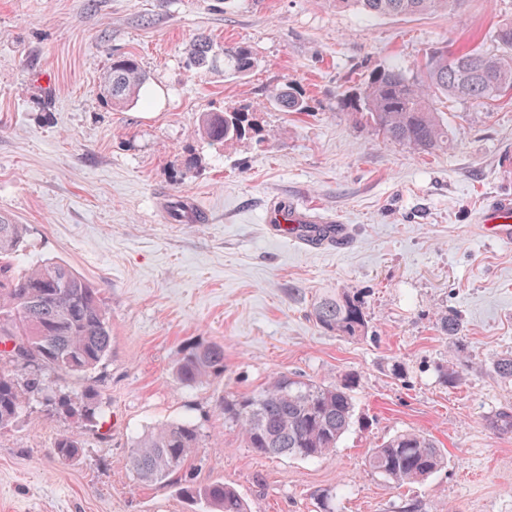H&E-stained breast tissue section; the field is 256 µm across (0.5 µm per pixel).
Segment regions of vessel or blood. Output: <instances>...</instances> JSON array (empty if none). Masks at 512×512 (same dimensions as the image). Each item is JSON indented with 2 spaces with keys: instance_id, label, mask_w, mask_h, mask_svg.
Wrapping results in <instances>:
<instances>
[{
  "instance_id": "b4317fda",
  "label": "vessel or blood",
  "mask_w": 512,
  "mask_h": 512,
  "mask_svg": "<svg viewBox=\"0 0 512 512\" xmlns=\"http://www.w3.org/2000/svg\"><path fill=\"white\" fill-rule=\"evenodd\" d=\"M268 221L276 232L311 250L343 248L349 241L347 225L321 218L310 209L293 208L273 212ZM485 234L497 243L512 244V193L496 196L480 216Z\"/></svg>"
}]
</instances>
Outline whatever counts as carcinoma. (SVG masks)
<instances>
[{"mask_svg": "<svg viewBox=\"0 0 512 512\" xmlns=\"http://www.w3.org/2000/svg\"><path fill=\"white\" fill-rule=\"evenodd\" d=\"M338 11L356 10L375 16L419 15L452 10L464 0H325ZM499 51L490 54L471 47L452 54L436 49L426 54L420 74L408 77L395 67L374 68L357 92L341 99L353 121L414 151L429 153L451 144L448 123L435 110L431 95L439 93L485 105L512 91V21L495 29ZM199 69L220 67L246 76L256 59L244 44L215 48L208 38L195 41L189 57ZM146 82L138 61L112 59L104 81L106 98L118 106L137 99ZM282 111L302 113L306 98L286 85L271 92ZM198 130L212 144L242 141L263 145L269 134L256 122L249 107L205 112ZM27 233L0 215V359L22 360L39 368L71 375L96 371L112 353V326L100 292L71 266L50 259H32L17 268L16 259ZM327 333L358 340L369 320L364 303L348 291L316 301L310 311ZM450 339L460 334V318L448 314L439 320ZM183 386H196L224 375V345L209 343L187 349L175 367ZM355 381L336 385L304 381L288 375L273 378L264 387L224 398V423L238 429L247 447L262 455L322 459L333 453L356 419L352 394ZM43 391L39 374L20 382L0 372V430L17 424L27 409V395ZM58 406L80 412L94 423L103 412L97 390L87 387L80 406L62 398ZM202 443L198 425L188 421L161 423L138 437L129 452L130 468L143 484H162L182 470ZM81 445L71 434H61L53 445L60 460L77 457ZM447 458L439 444L416 430H402L369 451L368 469L396 487L424 481L445 468ZM180 494L205 512H248L241 494L222 481L203 486L185 485Z\"/></svg>", "mask_w": 512, "mask_h": 512, "instance_id": "cac0c4a2", "label": "carcinoma"}]
</instances>
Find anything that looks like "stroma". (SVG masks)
<instances>
[{
	"label": "stroma",
	"mask_w": 512,
	"mask_h": 512,
	"mask_svg": "<svg viewBox=\"0 0 512 512\" xmlns=\"http://www.w3.org/2000/svg\"><path fill=\"white\" fill-rule=\"evenodd\" d=\"M512 21V0L460 10L368 17L324 0H0V214L26 225L23 254L62 261L99 289L112 354L88 377L43 371L17 427L0 431V512H197L175 487L139 483L136 436L190 419L203 442L182 481L235 487L250 512H512V246L488 239L479 215L505 188L497 158L512 145V100L439 99L449 148L419 153L377 137L340 107L367 71L415 75L426 52L479 45ZM200 35L242 42L257 59L242 78L188 65ZM134 56L148 81L112 105L103 78ZM291 84L309 112L287 115L272 89ZM254 106L267 146L209 145L198 116ZM204 204L212 220L182 224L159 196ZM307 206L340 217L342 251L276 235L268 213ZM358 295L366 337L310 318L320 296ZM462 318V340L438 327ZM224 346V375L193 388L174 368L184 350ZM401 373H394V366ZM292 373L331 384L357 378L360 421L328 458L268 457L224 423L228 394ZM95 387L96 426L56 398ZM429 434L448 465L394 487L371 474L369 448L394 432ZM76 434L80 455L53 443Z\"/></svg>",
	"instance_id": "stroma-1"
}]
</instances>
